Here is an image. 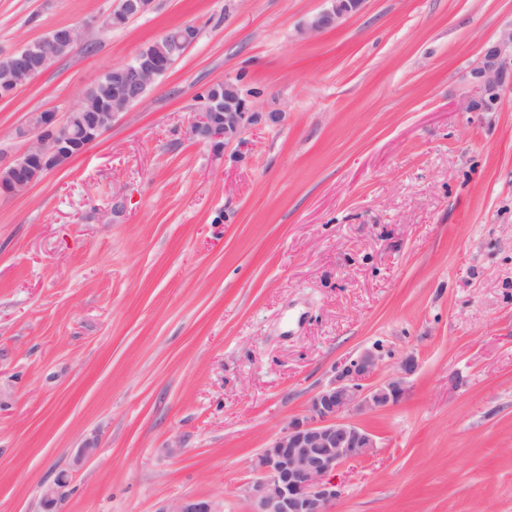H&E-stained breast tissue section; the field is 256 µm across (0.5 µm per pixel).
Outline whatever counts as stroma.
I'll return each mask as SVG.
<instances>
[{"label": "stroma", "mask_w": 512, "mask_h": 512, "mask_svg": "<svg viewBox=\"0 0 512 512\" xmlns=\"http://www.w3.org/2000/svg\"><path fill=\"white\" fill-rule=\"evenodd\" d=\"M116 4L0 0L2 55L85 39L0 100V163L29 113L65 118L199 31L143 103L0 197V512H252L256 455L366 350L370 384L419 368L350 413L377 447L334 473L339 512H512V88L464 108L512 0H366L318 34L323 0H155L103 29ZM226 79L262 118L218 152L190 126Z\"/></svg>", "instance_id": "1"}]
</instances>
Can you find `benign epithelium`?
<instances>
[{"mask_svg": "<svg viewBox=\"0 0 512 512\" xmlns=\"http://www.w3.org/2000/svg\"><path fill=\"white\" fill-rule=\"evenodd\" d=\"M365 0H325L326 6L308 22L311 32L337 28L358 13ZM151 0H119L121 11L133 19L142 15ZM174 38L176 47L187 49L197 38L192 25L176 27L162 35ZM82 30L73 25L57 26L36 40L37 50L30 54H11V66L5 83L18 89L42 74L54 60L77 50ZM173 66L170 55L159 47L139 50L132 60L104 74L97 85L109 91L107 104L83 96L67 119L58 121L53 112L29 116L18 134L28 138V147L9 163L0 165V195L25 193L45 170L65 165L112 127L122 112L141 103L155 81ZM512 86V27L488 42L470 72L469 92L465 98L468 112H492L500 91ZM223 111H213L212 101L203 97L191 125L198 141L227 146L238 140L245 129L257 122L258 113L237 86L224 81ZM378 356L362 352L336 368L330 384L312 397L306 413L285 427L258 455L255 468L260 479L250 485L247 495L254 504L252 512H334L340 497L330 475L343 464L363 459L377 447L369 430L349 420L352 410L372 411L398 404L406 395L407 378L416 370L413 357L405 358L400 371L370 388L363 382L376 371ZM168 512H215L207 499L186 498Z\"/></svg>", "mask_w": 512, "mask_h": 512, "instance_id": "1", "label": "benign epithelium"}]
</instances>
